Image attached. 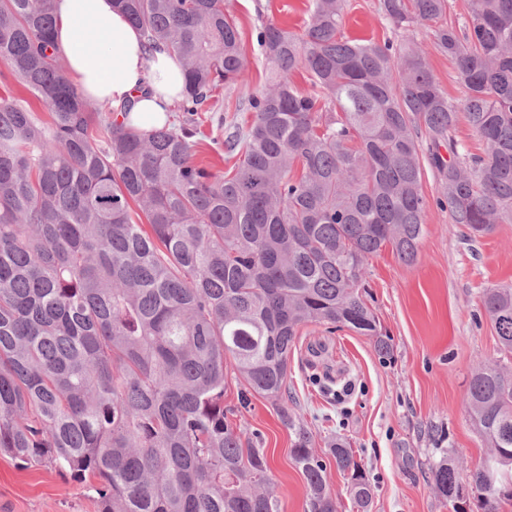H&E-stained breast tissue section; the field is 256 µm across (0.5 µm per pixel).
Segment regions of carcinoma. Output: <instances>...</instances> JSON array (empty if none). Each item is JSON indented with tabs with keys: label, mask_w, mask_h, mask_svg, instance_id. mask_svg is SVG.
Listing matches in <instances>:
<instances>
[{
	"label": "carcinoma",
	"mask_w": 512,
	"mask_h": 512,
	"mask_svg": "<svg viewBox=\"0 0 512 512\" xmlns=\"http://www.w3.org/2000/svg\"><path fill=\"white\" fill-rule=\"evenodd\" d=\"M114 2L181 60L189 120L126 128L68 82L53 0H0V59L49 111L0 96V455L88 484L97 512H278L260 436L232 421L258 394L294 431L307 512H336L330 463L368 512L375 490L350 446L320 456L288 412V360L307 324L393 355L363 276L387 247L417 261L426 171L469 238L512 223V0H469L461 23L448 0H379L395 31L382 43L343 35L345 0H312L300 35L265 23L270 80L247 100L252 123L218 118L237 158L225 174L193 160L195 116L244 67L224 0ZM420 26L455 64L463 105L416 46ZM462 121L483 154L458 142ZM481 305L512 357V284ZM466 404L489 453L470 471L444 453L432 485L453 512L465 482L499 512L512 502V368L477 367Z\"/></svg>",
	"instance_id": "obj_1"
}]
</instances>
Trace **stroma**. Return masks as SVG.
Listing matches in <instances>:
<instances>
[{
	"instance_id": "1",
	"label": "stroma",
	"mask_w": 512,
	"mask_h": 512,
	"mask_svg": "<svg viewBox=\"0 0 512 512\" xmlns=\"http://www.w3.org/2000/svg\"><path fill=\"white\" fill-rule=\"evenodd\" d=\"M312 0H224L241 37L245 67L224 88L218 106L227 119L248 125L246 102L267 84L256 37L272 21L300 33ZM344 34L380 41L391 28L378 0H347ZM429 67L449 98L462 101L454 64L433 45L427 28L415 34ZM425 234L413 265L391 250L369 259L366 281L373 310L394 352L383 360L369 337L319 325L301 328L288 365V409L313 434L319 454L341 439L372 485L371 512H452L437 496L431 467L443 453L474 468L488 446L468 419L472 371L501 360L495 330L480 302L484 289L512 282V224H499L469 241L436 202V180L425 175ZM235 423L260 433L279 512H305L306 482L291 457L294 435L271 400L256 395ZM0 512H95L88 486L51 466L18 468L0 455Z\"/></svg>"
}]
</instances>
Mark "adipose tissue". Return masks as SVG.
Here are the masks:
<instances>
[{"mask_svg": "<svg viewBox=\"0 0 512 512\" xmlns=\"http://www.w3.org/2000/svg\"><path fill=\"white\" fill-rule=\"evenodd\" d=\"M53 15L56 51L84 97L140 133L168 122L184 76L165 45L149 46L113 0H54Z\"/></svg>", "mask_w": 512, "mask_h": 512, "instance_id": "adipose-tissue-1", "label": "adipose tissue"}]
</instances>
